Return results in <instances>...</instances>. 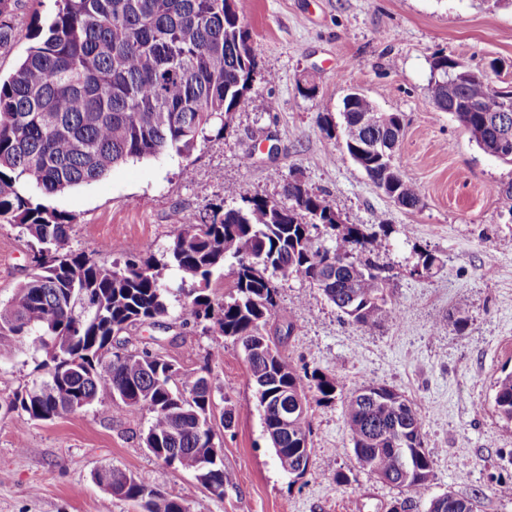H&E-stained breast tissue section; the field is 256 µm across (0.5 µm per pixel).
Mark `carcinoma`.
Returning <instances> with one entry per match:
<instances>
[{
    "instance_id": "1",
    "label": "carcinoma",
    "mask_w": 512,
    "mask_h": 512,
    "mask_svg": "<svg viewBox=\"0 0 512 512\" xmlns=\"http://www.w3.org/2000/svg\"><path fill=\"white\" fill-rule=\"evenodd\" d=\"M57 13L36 27L35 43L18 68L0 81V223L28 238L32 272L12 296L0 300V345L25 338L43 349L40 380L16 393L10 407L31 421H47L95 402L112 410H145L150 424L143 443L164 465L203 464L200 478L224 494L221 443L209 426L212 387L203 374H185L146 348L130 349L131 334L168 314L161 271L176 268L192 284L184 312L195 324L249 351L246 360L255 407L264 430L273 427L278 401L288 394L306 401L285 437L271 439L276 456L309 466L311 404L336 397L340 383L314 369L298 371L271 350L266 327L277 312L275 279L302 276L348 321L376 326L399 317L384 278L356 269V252L370 243L353 224H335L333 204L297 179L286 180L284 206L248 196L228 185L224 195L239 207H215L200 220L180 225L162 258L128 251L123 265L108 267L71 246L76 219L44 200L103 177L129 160L189 154L207 132L223 125L251 91L257 61L234 0H60ZM459 62L439 55L431 62V93L486 154L512 163V92L508 111L490 96L488 81L471 79L448 97L439 82ZM367 97L343 99V148L370 180L408 209L422 203L421 187L395 164L403 115L387 113L379 126ZM366 115V129L354 127ZM389 141L376 152L365 140ZM323 226L331 248L316 244ZM343 260L323 267L329 255ZM229 268L224 298L210 293L214 275ZM377 401L364 404L352 392L345 422L359 468L372 476L400 475L407 458L413 470L397 483L416 495L427 491L433 461L425 448L423 419L398 390L368 384ZM498 417L512 423V371L493 385ZM94 479L139 512H190L186 501L167 495L116 466ZM426 512H478L477 498L452 492L431 498Z\"/></svg>"
}]
</instances>
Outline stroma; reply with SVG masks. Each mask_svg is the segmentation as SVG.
<instances>
[{"label": "stroma", "mask_w": 512, "mask_h": 512, "mask_svg": "<svg viewBox=\"0 0 512 512\" xmlns=\"http://www.w3.org/2000/svg\"><path fill=\"white\" fill-rule=\"evenodd\" d=\"M251 35L259 74L223 131H211L189 155L131 160L99 180L50 197L72 214L75 250L102 263L130 247L161 255L191 214L230 206L228 185L283 200L297 179L325 196L344 223L375 246L360 261L380 266L399 319L353 324L308 279L277 280L278 311L267 332L298 368L337 377L341 390L310 411L306 474L286 475L252 406L244 354L233 343L185 323L189 289L164 274L167 316L135 334L137 347L160 352L181 371L206 372L213 412H237L216 424L230 482L223 495L190 472L155 460L143 444L145 411L113 414L97 402L49 421L10 410L31 386L43 352L24 341L0 351V512H133L93 480L103 466L132 472L184 498L191 512H425L446 492L477 497L480 512H512V424L492 407V385L512 370V163L485 154L430 93L434 55L512 82V0H235ZM56 0H15L0 45V77L31 46L30 32L54 16ZM315 90H307V77ZM360 90L404 129L397 160L423 190L415 210L399 207L341 148L342 101ZM435 255L430 271L421 253ZM30 271L27 238L0 224V299ZM219 357H211L215 346ZM388 385L412 400L433 457L426 495L379 481L357 465L344 414L346 395ZM346 483H336L337 474Z\"/></svg>", "instance_id": "obj_1"}]
</instances>
